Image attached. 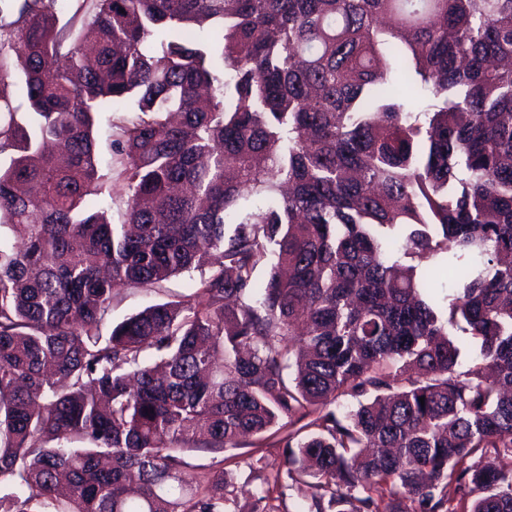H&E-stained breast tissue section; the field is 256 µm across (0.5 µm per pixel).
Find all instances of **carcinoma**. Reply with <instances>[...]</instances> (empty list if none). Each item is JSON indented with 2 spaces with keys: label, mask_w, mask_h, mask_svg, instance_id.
<instances>
[{
  "label": "carcinoma",
  "mask_w": 512,
  "mask_h": 512,
  "mask_svg": "<svg viewBox=\"0 0 512 512\" xmlns=\"http://www.w3.org/2000/svg\"><path fill=\"white\" fill-rule=\"evenodd\" d=\"M76 2L0 0V512H226L284 418L310 512H512V0ZM124 112H102L97 116L98 136L97 149L101 160L105 163L111 158V139L109 137V120H115ZM193 279H199V273L193 274ZM188 275L172 278L165 283V288L155 291H143L136 288H115L112 297V312L106 324L103 334L110 333L112 325L136 313L146 306L175 299L173 296L189 294L193 291L194 284ZM287 432L288 424L277 433V438L263 440L254 436L243 441L239 448L221 453L187 451L184 460L190 465L191 472L201 478L220 468L231 469L233 486L227 488L230 491L227 497L233 498L234 506L242 512H251L254 508L261 510L266 502L257 503L255 499L259 490L266 488L263 480L266 477L272 480L282 453V448H278V445L272 447L271 443ZM261 456H265V461L269 463L265 469L260 468L261 463L256 461Z\"/></svg>",
  "instance_id": "cac0c4a2"
}]
</instances>
